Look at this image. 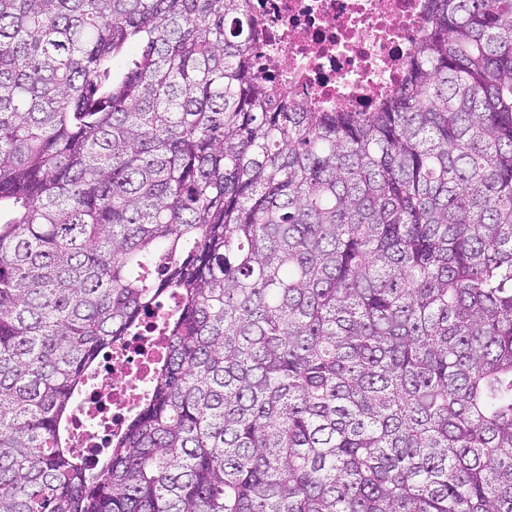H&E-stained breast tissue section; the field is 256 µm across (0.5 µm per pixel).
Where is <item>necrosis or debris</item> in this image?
Segmentation results:
<instances>
[{"mask_svg":"<svg viewBox=\"0 0 512 512\" xmlns=\"http://www.w3.org/2000/svg\"><path fill=\"white\" fill-rule=\"evenodd\" d=\"M427 0H250L249 64L310 112H365L400 84L423 34ZM165 339L152 330L104 354L69 422L79 459L101 465L109 442L148 392Z\"/></svg>","mask_w":512,"mask_h":512,"instance_id":"obj_1","label":"necrosis or debris"}]
</instances>
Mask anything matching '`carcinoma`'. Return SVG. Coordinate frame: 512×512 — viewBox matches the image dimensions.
<instances>
[{"mask_svg":"<svg viewBox=\"0 0 512 512\" xmlns=\"http://www.w3.org/2000/svg\"><path fill=\"white\" fill-rule=\"evenodd\" d=\"M249 0H0V512H512V0L298 112ZM91 473L87 371L168 293Z\"/></svg>","mask_w":512,"mask_h":512,"instance_id":"obj_1","label":"carcinoma"}]
</instances>
